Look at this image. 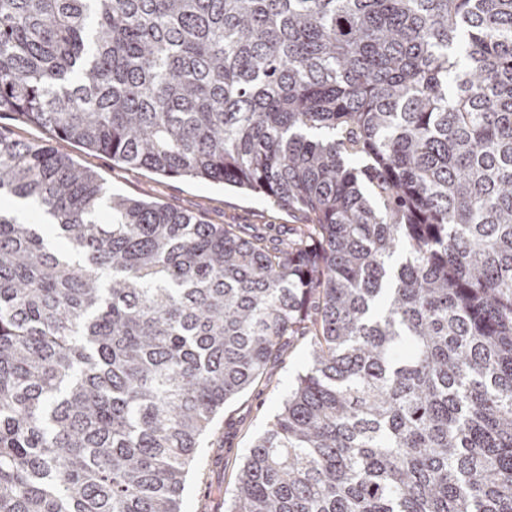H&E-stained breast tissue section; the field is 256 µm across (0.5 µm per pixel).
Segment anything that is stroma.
Instances as JSON below:
<instances>
[{"mask_svg":"<svg viewBox=\"0 0 512 512\" xmlns=\"http://www.w3.org/2000/svg\"><path fill=\"white\" fill-rule=\"evenodd\" d=\"M65 150L81 165L99 173L116 192L201 214L211 224H237L245 234L287 237L300 224L298 214L268 198L186 178H170L142 168L113 166L109 157L73 145ZM309 338L295 340L273 363L261 383L227 402L200 441L182 493V512H225L244 457L279 412L299 374L311 361Z\"/></svg>","mask_w":512,"mask_h":512,"instance_id":"obj_1","label":"stroma"}]
</instances>
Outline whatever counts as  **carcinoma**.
<instances>
[{"label": "carcinoma", "mask_w": 512, "mask_h": 512, "mask_svg": "<svg viewBox=\"0 0 512 512\" xmlns=\"http://www.w3.org/2000/svg\"><path fill=\"white\" fill-rule=\"evenodd\" d=\"M305 217L242 235L0 125V512H512V0H0V118ZM311 351L309 337L295 340L261 383L224 405L197 448L182 493L183 512H225L224 501L232 496L244 457L309 366Z\"/></svg>", "instance_id": "obj_1"}]
</instances>
